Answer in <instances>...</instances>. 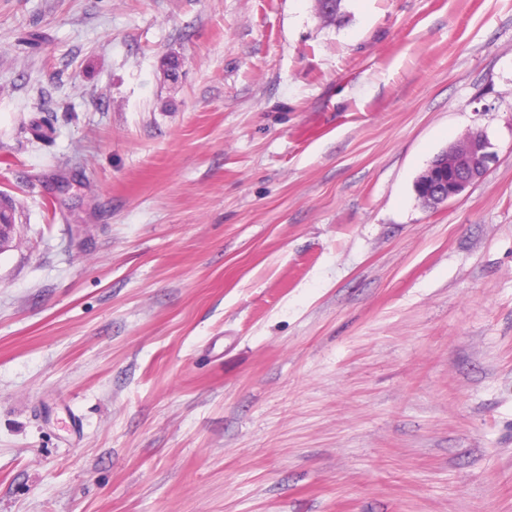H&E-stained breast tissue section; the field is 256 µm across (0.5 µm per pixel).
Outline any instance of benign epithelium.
<instances>
[{
	"instance_id": "benign-epithelium-1",
	"label": "benign epithelium",
	"mask_w": 512,
	"mask_h": 512,
	"mask_svg": "<svg viewBox=\"0 0 512 512\" xmlns=\"http://www.w3.org/2000/svg\"><path fill=\"white\" fill-rule=\"evenodd\" d=\"M495 159L493 144L486 133L474 131L470 140L437 155L418 181L426 189L422 199L431 206H439L463 195L479 181Z\"/></svg>"
}]
</instances>
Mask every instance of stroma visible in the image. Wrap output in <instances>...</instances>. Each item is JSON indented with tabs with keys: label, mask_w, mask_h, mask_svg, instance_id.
I'll return each instance as SVG.
<instances>
[{
	"label": "stroma",
	"mask_w": 512,
	"mask_h": 512,
	"mask_svg": "<svg viewBox=\"0 0 512 512\" xmlns=\"http://www.w3.org/2000/svg\"><path fill=\"white\" fill-rule=\"evenodd\" d=\"M343 11L0 0V512H512V0ZM493 144L483 130L474 131L470 140L452 144L429 165L418 181L417 195L431 206H439L448 200L462 196L479 181L495 159ZM420 188H426L421 196Z\"/></svg>",
	"instance_id": "1"
}]
</instances>
